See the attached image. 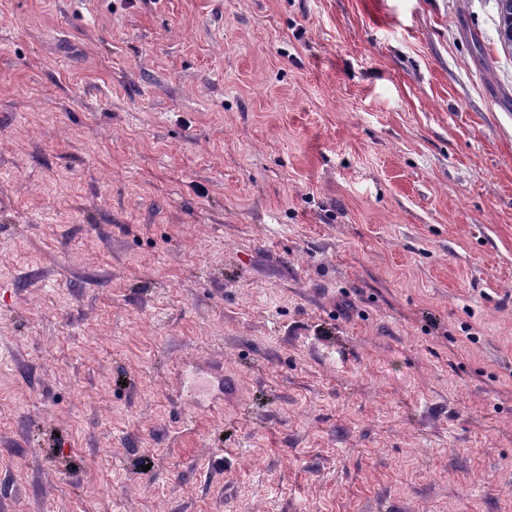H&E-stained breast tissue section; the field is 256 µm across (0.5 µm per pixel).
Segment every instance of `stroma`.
I'll list each match as a JSON object with an SVG mask.
<instances>
[{
    "instance_id": "1",
    "label": "stroma",
    "mask_w": 512,
    "mask_h": 512,
    "mask_svg": "<svg viewBox=\"0 0 512 512\" xmlns=\"http://www.w3.org/2000/svg\"><path fill=\"white\" fill-rule=\"evenodd\" d=\"M496 20L0 0V512H512Z\"/></svg>"
}]
</instances>
